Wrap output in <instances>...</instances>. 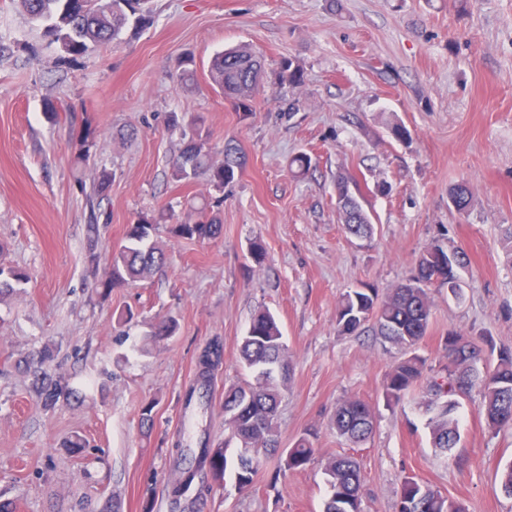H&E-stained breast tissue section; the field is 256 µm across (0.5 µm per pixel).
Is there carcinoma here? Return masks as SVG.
Instances as JSON below:
<instances>
[{
  "label": "carcinoma",
  "mask_w": 512,
  "mask_h": 512,
  "mask_svg": "<svg viewBox=\"0 0 512 512\" xmlns=\"http://www.w3.org/2000/svg\"><path fill=\"white\" fill-rule=\"evenodd\" d=\"M33 21L45 24L44 35L59 44L62 61H76L95 47L116 39L128 25L143 28L153 22L149 11L143 9L145 0H84L79 10L74 0H15ZM194 57L181 58L176 73L177 81L188 82L194 76ZM263 62L247 46L216 54L211 61L213 82L224 93L242 118L253 115V100L260 92ZM282 83L301 84L304 70L291 60H283L279 67ZM204 119L193 121L191 132H181L184 148L173 161L171 178L175 182L196 179L207 181L219 195L202 201L197 208V219L190 217L170 225L175 238L211 240L218 238L223 225L208 211L224 202L220 193L233 182L245 164L243 151L231 142L224 143V160L217 163L206 150L203 139ZM76 158L88 162L97 155L95 129L90 124L76 145ZM336 184L355 187L346 201H337L346 232L369 240L374 234L372 217L365 209V198L358 183L340 173ZM449 198L457 201V209L466 210L472 194L465 184L450 189ZM158 230L156 219L138 217L129 225L121 244L112 250V265L108 277L100 287L108 290L147 278L165 259L163 249L154 240ZM463 265L462 254L450 252L435 242L419 256L415 273L405 283L397 285L385 296L373 288H356L346 292L338 303L336 326L342 334H355L373 323L376 334L407 349V357L388 372L382 395L387 405L399 403L424 379L426 360L416 353L417 345L425 336L431 316L428 289L420 287L444 286L435 284L434 276L456 273ZM27 275L14 266L0 265V294L13 285L26 281ZM448 369L443 376L427 379L424 410L427 415L432 446L446 455L460 441L457 413L462 395L477 391L488 424L492 427L512 425V351L499 352L493 367L481 373L476 370L482 350L472 341L455 333L448 334ZM241 362L252 374V380L224 392L225 426L229 441L236 444L235 481L238 490L248 489L257 474L262 459L279 447L278 411L281 403L280 384L288 380V350L274 316L259 312L253 316L239 347ZM224 348L216 340L207 345L199 356V363L214 369L223 362ZM31 392L37 404L50 410L59 402L70 400L74 392L61 381L43 372L34 377ZM375 424L374 408L360 398H348L337 408L331 419L337 435L352 446L366 441ZM305 432L280 456L281 470L292 473L305 468L315 460L316 448ZM226 443L203 449L200 468L208 470L211 483L200 488L209 492L213 486H223L228 467ZM328 495L323 512H359L361 471L359 463L349 455L328 459L323 467ZM195 474L183 472L172 485L175 502L190 489ZM399 512H463L460 505L448 496L432 489L412 476L403 478L399 488Z\"/></svg>",
  "instance_id": "cac0c4a2"
}]
</instances>
